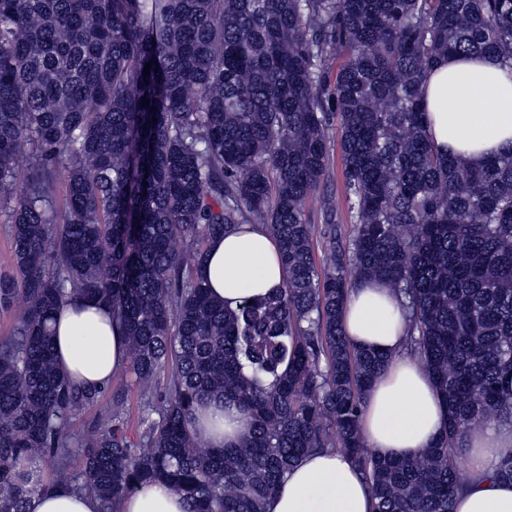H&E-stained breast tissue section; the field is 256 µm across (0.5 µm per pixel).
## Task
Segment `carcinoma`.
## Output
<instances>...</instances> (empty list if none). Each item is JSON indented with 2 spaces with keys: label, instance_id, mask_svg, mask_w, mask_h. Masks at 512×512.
Here are the masks:
<instances>
[{
  "label": "carcinoma",
  "instance_id": "cac0c4a2",
  "mask_svg": "<svg viewBox=\"0 0 512 512\" xmlns=\"http://www.w3.org/2000/svg\"><path fill=\"white\" fill-rule=\"evenodd\" d=\"M450 53L512 73V0H0L14 258L0 309L21 307L0 339V512H25L21 466L68 467L73 422L98 402L55 355L53 314L74 293L124 326L144 402L137 440L116 393L76 437L83 466L67 485L105 512L158 481L184 512H266L293 466L326 449L355 465L375 512H454L466 433L512 423V151L471 167L434 150L420 84ZM333 126L354 229L338 246L327 225L320 267L305 205ZM242 224L278 239L287 279L230 309L195 271ZM372 280L398 298L406 350L448 414L403 460L372 455L360 433L389 357L341 325ZM208 401L246 417L236 446L191 429Z\"/></svg>",
  "mask_w": 512,
  "mask_h": 512
}]
</instances>
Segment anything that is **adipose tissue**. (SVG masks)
<instances>
[{
  "mask_svg": "<svg viewBox=\"0 0 512 512\" xmlns=\"http://www.w3.org/2000/svg\"><path fill=\"white\" fill-rule=\"evenodd\" d=\"M426 129L439 153L478 164L512 150V75L496 57L451 56L422 80ZM196 275L210 293L236 308L280 286L286 276L278 240L260 224H244L209 241ZM349 342L391 356L370 388L360 421L366 448L381 458H409L431 445L446 423V408L431 374L401 353L403 313L383 282L351 293L342 313ZM54 342L63 374L76 386L105 388L126 362V338L109 308L73 295L57 312ZM194 431L211 445L237 444L245 428L235 406H199ZM469 477L455 512H512V483L492 464L512 455V426L479 424L467 434ZM27 512H102L93 496L34 473ZM122 512H184L180 496L154 484L128 494ZM267 512H373L369 489L354 464L333 450L305 456L269 500Z\"/></svg>",
  "mask_w": 512,
  "mask_h": 512,
  "instance_id": "adipose-tissue-1",
  "label": "adipose tissue"
}]
</instances>
